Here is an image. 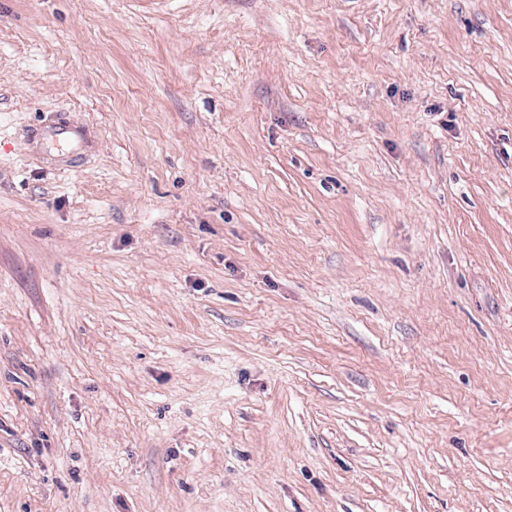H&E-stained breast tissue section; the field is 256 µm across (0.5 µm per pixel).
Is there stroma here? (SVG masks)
Returning a JSON list of instances; mask_svg holds the SVG:
<instances>
[{"label":"stroma","instance_id":"35a3bbf8","mask_svg":"<svg viewBox=\"0 0 512 512\" xmlns=\"http://www.w3.org/2000/svg\"><path fill=\"white\" fill-rule=\"evenodd\" d=\"M0 512H512V0H0ZM80 128L66 117L55 120L41 132V139L58 143L79 141Z\"/></svg>","mask_w":512,"mask_h":512}]
</instances>
